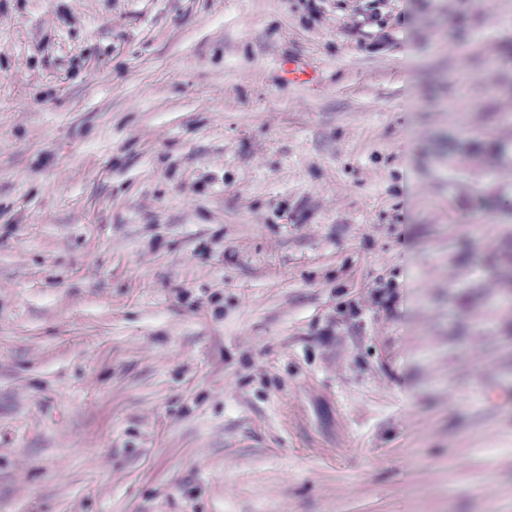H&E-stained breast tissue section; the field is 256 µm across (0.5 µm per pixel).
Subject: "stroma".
I'll return each mask as SVG.
<instances>
[{
  "mask_svg": "<svg viewBox=\"0 0 512 512\" xmlns=\"http://www.w3.org/2000/svg\"><path fill=\"white\" fill-rule=\"evenodd\" d=\"M0 512H512V0H0Z\"/></svg>",
  "mask_w": 512,
  "mask_h": 512,
  "instance_id": "stroma-1",
  "label": "stroma"
}]
</instances>
